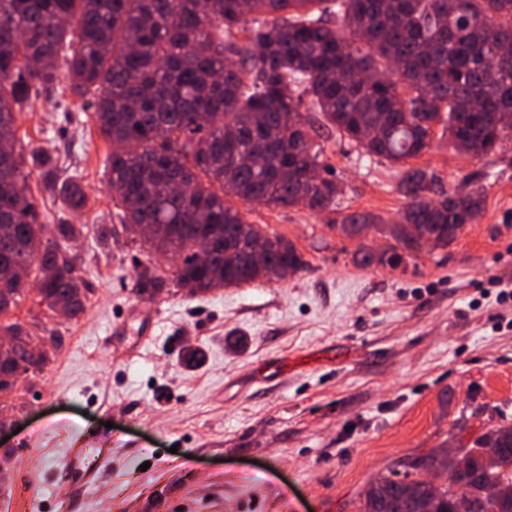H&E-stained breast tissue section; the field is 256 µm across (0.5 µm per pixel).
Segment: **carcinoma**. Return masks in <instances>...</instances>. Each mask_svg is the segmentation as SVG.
I'll return each mask as SVG.
<instances>
[{
    "instance_id": "carcinoma-1",
    "label": "carcinoma",
    "mask_w": 512,
    "mask_h": 512,
    "mask_svg": "<svg viewBox=\"0 0 512 512\" xmlns=\"http://www.w3.org/2000/svg\"><path fill=\"white\" fill-rule=\"evenodd\" d=\"M508 40L512 0H0V315L30 288L52 311L84 310L85 281L60 250L74 225L39 223L29 199L24 165L51 168L54 157L41 147L25 157L15 136L16 115L40 90L94 109L102 136L120 146L107 160L125 232L178 257L163 276L143 267L138 293L169 281L198 295L307 266L292 242L224 199L319 212L335 203L336 180L308 178L320 151L300 112L306 101L340 139L403 166L395 245L355 264L392 267L399 248H448V225L481 210L482 193L439 191L432 174L404 164L431 147L437 125L473 157L512 133ZM60 195L74 213L87 206L74 179ZM380 223L356 212L337 228L354 237ZM204 241L215 246L208 264L198 260ZM2 331L14 342L0 348V388L48 360L29 352L34 336L19 323L0 321ZM411 469L370 482L359 512H454L487 489L482 512H512V425L490 426L457 453L434 448ZM435 469L452 474L450 485L425 481Z\"/></svg>"
}]
</instances>
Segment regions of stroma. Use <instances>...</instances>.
Wrapping results in <instances>:
<instances>
[{
    "instance_id": "stroma-1",
    "label": "stroma",
    "mask_w": 512,
    "mask_h": 512,
    "mask_svg": "<svg viewBox=\"0 0 512 512\" xmlns=\"http://www.w3.org/2000/svg\"><path fill=\"white\" fill-rule=\"evenodd\" d=\"M301 111L323 175L340 187L335 204L238 208L293 242L306 268L195 297L169 283L150 298L137 273L164 262L122 227L106 174L112 145L92 109L52 90L19 115L21 145L50 148L59 176L87 194L71 212L30 172L41 223L78 229L62 248L88 291L74 318L33 290L6 314L61 342L0 392V512H357L372 480L512 425V299L498 297L512 283V137L474 158L435 132L408 164L444 191L480 190L476 225L399 268H364L357 251L392 243L384 227L405 205L400 168ZM354 212L382 222L345 236L336 225ZM144 308L157 311L158 335L128 337L116 352L108 328Z\"/></svg>"
}]
</instances>
